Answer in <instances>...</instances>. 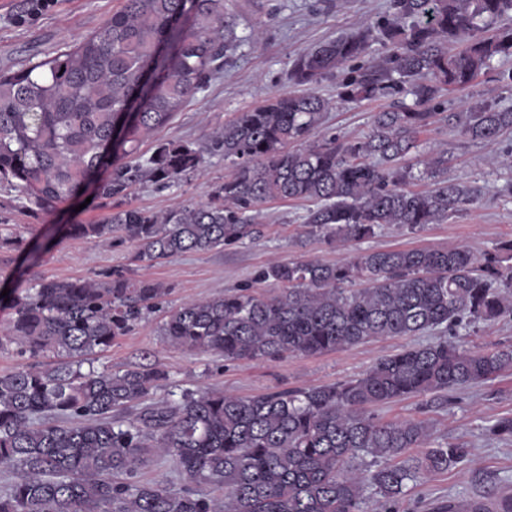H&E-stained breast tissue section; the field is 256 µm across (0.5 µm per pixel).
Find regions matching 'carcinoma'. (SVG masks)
Returning a JSON list of instances; mask_svg holds the SVG:
<instances>
[{
  "instance_id": "carcinoma-1",
  "label": "carcinoma",
  "mask_w": 512,
  "mask_h": 512,
  "mask_svg": "<svg viewBox=\"0 0 512 512\" xmlns=\"http://www.w3.org/2000/svg\"><path fill=\"white\" fill-rule=\"evenodd\" d=\"M226 0H123L100 31L17 73H0V177L21 198L53 207L107 167L110 199L141 177L161 186L186 179L201 152L166 142L144 156L142 141L224 67L238 45ZM396 19L298 55L296 89L239 113L209 152L234 164L211 200L159 219L120 208L68 235L134 241L152 262L210 251L260 233L254 212L269 200L310 203L312 234L346 245L384 224L418 231L462 212L475 198L445 177L447 160L420 163L430 189L408 188L407 155L435 116L444 90L471 85L499 57H512V0H394ZM381 42L388 57L339 85L338 98L412 96L380 112L360 140L315 138L330 102L314 86ZM462 135L485 142L512 130V109L475 105L452 115ZM300 148L290 151L288 144ZM261 278L288 285L267 296L250 288L188 301L167 312L162 335L226 361L321 355L376 338L439 339L379 358L357 377L243 397L222 390L155 401L167 373L154 365L82 370L163 304L169 289L120 269L89 282L41 281L9 292L7 341L33 363L0 375V512H367L375 499L397 512L409 485L444 472L465 448L439 442L420 420L385 421L377 407L464 388L512 370V348H463L444 338L512 314V240L490 250H366L324 263H274ZM48 353L64 361L45 365ZM512 440V416L486 428ZM170 461L188 485L143 482L141 470ZM469 502L463 512H512Z\"/></svg>"
}]
</instances>
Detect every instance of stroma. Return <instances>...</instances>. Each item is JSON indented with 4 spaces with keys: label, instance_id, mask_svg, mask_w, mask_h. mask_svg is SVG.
<instances>
[{
    "label": "stroma",
    "instance_id": "35a3bbf8",
    "mask_svg": "<svg viewBox=\"0 0 512 512\" xmlns=\"http://www.w3.org/2000/svg\"><path fill=\"white\" fill-rule=\"evenodd\" d=\"M121 5L122 0H56L35 16L32 0H0V72L24 69L75 44L101 29ZM227 6L236 18L240 42L225 57L222 72L140 146L142 153L149 154L167 141L188 144L203 151L202 167L168 188L140 181L117 203L94 196L88 188L48 211L20 199L16 190L0 181V289L26 288L40 281L98 279L125 269L167 287L165 306L170 309L248 286L267 295L279 294L283 284L257 282V274L272 263L300 256L336 263L366 250L451 245L489 249L512 238V196L505 190L512 182V132L493 143L473 141L448 120L450 113L468 111L477 103L512 109V86L499 79L500 71L512 70V59L499 60L467 88L445 91L433 124L419 136L420 155H444L448 178L466 182L478 194L466 211L445 222L418 232L385 226L373 238L342 247L305 233L306 204L271 201L259 210V237L150 263L135 261L134 243L120 233L104 242L66 236L63 225L102 220L117 204L160 216L206 203L231 171L223 156L206 153L211 134L274 93L291 91L289 70L297 54L393 16L392 0H228ZM343 77V72H336L318 86L330 106L317 132L360 138L370 132L376 113L390 109L392 100L341 102L336 85ZM162 321V313L151 314L111 348L93 353L94 366L118 370L155 364L168 372L171 384L180 390L215 388L254 396L357 376L379 358L417 340L389 337L316 356L227 362L212 352L171 345L161 334ZM460 339L487 350L510 347L512 315L463 330ZM379 414L386 420L427 421L435 436L467 449L455 467L411 487L402 504L404 512H447L452 503L512 492V441L483 433L498 418L512 416V371L488 384L460 390L449 403L410 398L380 409Z\"/></svg>",
    "mask_w": 512,
    "mask_h": 512
}]
</instances>
